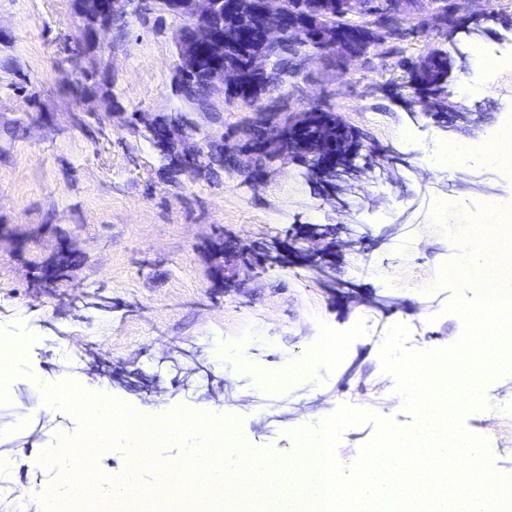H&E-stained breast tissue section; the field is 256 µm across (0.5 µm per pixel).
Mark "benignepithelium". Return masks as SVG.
<instances>
[{
  "label": "benign epithelium",
  "mask_w": 512,
  "mask_h": 512,
  "mask_svg": "<svg viewBox=\"0 0 512 512\" xmlns=\"http://www.w3.org/2000/svg\"><path fill=\"white\" fill-rule=\"evenodd\" d=\"M419 0H381V12L403 21L413 16L409 6ZM433 18L436 29L447 31L454 22L456 14H467L474 19L481 14L472 9V0H454L448 6L447 0H432ZM100 19L99 28L107 30L112 19L117 16L135 15L142 12L139 0H88ZM232 8L228 0H168L162 11L174 14L193 24L191 28L181 27L177 33V63L175 78L182 75L201 74L211 96L224 98L234 96L241 90L247 91V98L255 106L261 100L256 95L262 82L276 69L279 51L284 44L298 34L305 41L336 55L340 66H347L371 47L378 46L398 35L393 28L372 22L363 27L346 28L327 22L330 15H367L375 12L372 0H307L304 10L293 11L289 0H260V14L265 22L246 27L240 31L241 40L248 46H259L262 51L249 56L245 68L224 65L219 62L203 64V47L220 37V33L208 29L203 31L194 23L222 15ZM451 57L443 52L435 57H421L414 62V71L422 77L433 74L434 68L448 69ZM421 106L443 127L457 124L447 119L443 112L450 109L448 93L429 92L421 100ZM333 112H315L306 107L296 112L275 113L279 133L267 137L255 147L243 146L237 150L244 157L241 166L249 167L256 154L265 155L271 161L278 158L295 157L307 167L311 178L324 188L326 197L331 201L353 188L355 183L370 171L368 167L358 165L365 147V134L354 126L333 120ZM216 141H224V131L217 130L206 134L201 142L193 141L192 133L181 134V145L173 161L182 169L202 170L208 150ZM371 231L363 238L353 229H342L335 238L321 237L300 225L295 233L284 240L250 241L233 240L228 243L224 253V272L214 275V287L233 288L242 291L250 277L257 271L255 259L267 254H275L287 261L289 268H305L307 258L322 257L336 265L344 255L354 247L366 243ZM311 274L322 281L336 304L345 309L358 302L370 303L385 308L395 300L388 297L364 295L351 287L336 285V281L321 269Z\"/></svg>",
  "instance_id": "7a95c632"
}]
</instances>
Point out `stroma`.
<instances>
[{
	"label": "stroma",
	"mask_w": 512,
	"mask_h": 512,
	"mask_svg": "<svg viewBox=\"0 0 512 512\" xmlns=\"http://www.w3.org/2000/svg\"><path fill=\"white\" fill-rule=\"evenodd\" d=\"M479 9L486 32L463 40L448 92L487 135L512 114V71L485 65L512 54V0ZM181 24L151 12L89 37L75 0H0V336L27 344L0 394V455L11 457L0 469V512H42L56 473L38 463L80 428L78 413L46 403L47 384L104 389L156 420L176 409L228 419L247 456H300L299 426L316 427L344 404L415 426L414 411L384 404L396 378L382 367L380 338L403 321L408 349L459 340L462 324L445 307L473 291L438 284L458 243L433 216L444 202L467 219L488 199L512 202V177L499 168L465 167L475 191L427 166L442 144L465 137L405 102L402 61L448 45L431 27L345 67L300 53L264 97L279 112L334 110L392 155L390 175H368L342 202L326 200L292 159L267 164L260 182L229 156L207 174L171 166L132 117L186 110L174 83ZM464 82L483 94L460 97ZM341 223L366 225L375 243L347 253L336 279L400 299L392 313L344 311L300 269L253 275L241 293L213 290L212 243ZM64 238L77 254L68 279L34 287ZM108 367L143 374L161 395L109 384Z\"/></svg>",
	"instance_id": "obj_1"
}]
</instances>
